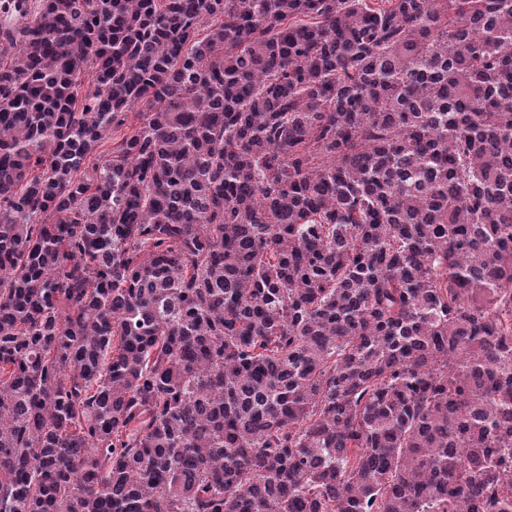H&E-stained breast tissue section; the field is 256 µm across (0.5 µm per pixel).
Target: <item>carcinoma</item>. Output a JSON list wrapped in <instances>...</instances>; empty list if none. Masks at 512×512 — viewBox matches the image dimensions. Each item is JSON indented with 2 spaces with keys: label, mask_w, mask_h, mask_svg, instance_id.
<instances>
[{
  "label": "carcinoma",
  "mask_w": 512,
  "mask_h": 512,
  "mask_svg": "<svg viewBox=\"0 0 512 512\" xmlns=\"http://www.w3.org/2000/svg\"><path fill=\"white\" fill-rule=\"evenodd\" d=\"M0 15V512H512V0Z\"/></svg>",
  "instance_id": "1"
}]
</instances>
